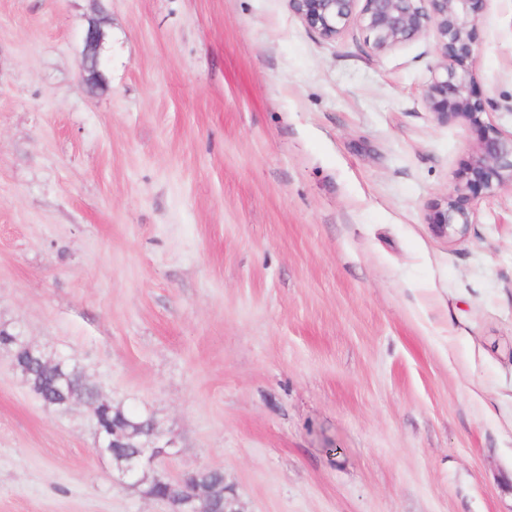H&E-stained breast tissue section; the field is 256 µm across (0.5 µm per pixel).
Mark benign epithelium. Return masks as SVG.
Segmentation results:
<instances>
[{
	"label": "benign epithelium",
	"mask_w": 512,
	"mask_h": 512,
	"mask_svg": "<svg viewBox=\"0 0 512 512\" xmlns=\"http://www.w3.org/2000/svg\"><path fill=\"white\" fill-rule=\"evenodd\" d=\"M479 0H290L294 12L305 24L327 40L338 38L352 23L363 29L371 47L383 54L405 43L434 33L441 44L446 63L428 86L426 98L432 113L440 121L462 119L469 123L479 138V153L455 185L454 193L438 203L429 214V223L448 237L461 235L471 223L470 213L459 201L467 193L493 190L512 183V135L505 137L486 123L483 115L491 101L472 92L474 64L478 49L472 30L478 21ZM107 40L101 21L93 19L84 30V49L79 69L84 83L92 91L103 79V50ZM134 432L98 434L96 453L111 458L122 475L136 478L146 466L159 457L174 454L172 442H162L159 433L139 445L134 454L113 451L116 440L132 441ZM226 491L218 485L203 491H188L182 497L169 499L173 512H208L210 503L224 499Z\"/></svg>",
	"instance_id": "obj_1"
}]
</instances>
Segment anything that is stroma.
I'll use <instances>...</instances> for the list:
<instances>
[{
	"instance_id": "35a3bbf8",
	"label": "stroma",
	"mask_w": 512,
	"mask_h": 512,
	"mask_svg": "<svg viewBox=\"0 0 512 512\" xmlns=\"http://www.w3.org/2000/svg\"><path fill=\"white\" fill-rule=\"evenodd\" d=\"M474 37L511 133L512 0ZM443 61L290 0H0V330L176 446L123 478L0 350V512H171L148 484L200 468L238 512H512V186L429 224L478 151ZM106 40L101 21L91 20L84 30V49L79 62L81 77L91 91H95L103 79V50Z\"/></svg>"
}]
</instances>
